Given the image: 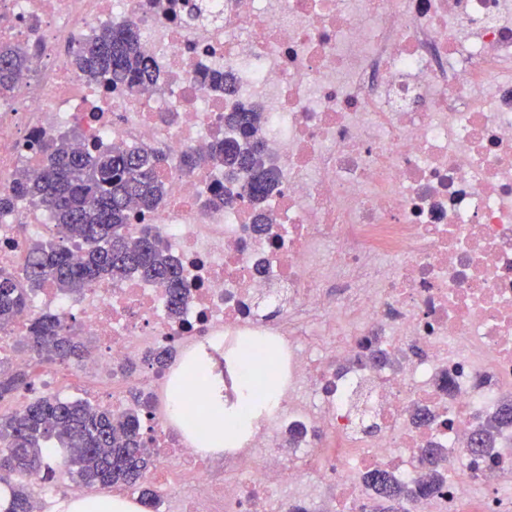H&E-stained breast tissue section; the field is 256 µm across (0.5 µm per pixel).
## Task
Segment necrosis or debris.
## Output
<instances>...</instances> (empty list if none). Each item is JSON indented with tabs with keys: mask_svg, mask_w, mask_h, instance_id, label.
<instances>
[{
	"mask_svg": "<svg viewBox=\"0 0 512 512\" xmlns=\"http://www.w3.org/2000/svg\"><path fill=\"white\" fill-rule=\"evenodd\" d=\"M129 23L154 74L138 95L87 82L65 50ZM6 42L34 55L0 91V196L63 134L83 151L161 149L164 194L130 206L129 236L157 226L190 289L175 321L153 281L77 298L44 285L0 336V371L33 377L21 397L76 387L118 414L128 388L148 396L163 512H374L365 475L414 482L426 448L444 484L407 512H512V441L492 461L469 451L512 391V0H0ZM214 71L234 93L202 84ZM242 105L263 112L279 171L263 230L249 206L212 202L238 190L206 157ZM51 224L26 199L1 210L0 270L26 267L20 227ZM46 313L92 339L90 362L22 349ZM249 342L280 348L287 381L223 459L199 455L168 400L179 359L204 354L234 404ZM164 346L178 355L162 370L128 375Z\"/></svg>",
	"mask_w": 512,
	"mask_h": 512,
	"instance_id": "necrosis-or-debris-1",
	"label": "necrosis or debris"
}]
</instances>
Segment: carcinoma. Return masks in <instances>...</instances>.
<instances>
[{"instance_id":"obj_1","label":"carcinoma","mask_w":512,"mask_h":512,"mask_svg":"<svg viewBox=\"0 0 512 512\" xmlns=\"http://www.w3.org/2000/svg\"><path fill=\"white\" fill-rule=\"evenodd\" d=\"M78 68L89 79L108 86L121 84L138 93L153 83L148 60L141 54L138 32L131 25L103 29L82 42L75 51ZM26 49L0 45V87L10 88L27 68ZM227 126L238 136L259 145L253 154L243 153L238 143L222 138L213 143L209 160L240 182V197L260 206L277 188L275 168L262 161L261 113L240 108L229 113ZM46 164L34 180L20 178L9 196L0 197V209L14 199H28L46 207L57 232L44 242L29 246V262L22 277L0 271V334H7L30 295L46 281L63 293H81L107 278L138 276L161 284L170 314H180L189 288L177 262L167 253L160 237L147 227L135 243L127 236L129 203L154 209L163 193L157 174L162 157L114 149L92 153L72 150L61 136L43 147ZM79 240L85 247L81 263L72 261L69 244ZM27 347L49 361L82 360L85 345L72 328L56 315H43L29 328ZM26 385L22 371L0 374V401ZM512 427V395L500 400L485 424L473 435L479 448L473 454L493 457L497 436ZM54 453L73 467L77 481L86 485L139 486L152 459L143 449L141 416L131 410L119 417L112 411L82 401L44 397L23 409L0 414V483L11 490L4 512H32L31 488L18 477L41 468ZM375 491L379 512H400L413 498H427L443 486L441 473L424 472L406 484L389 471L376 469L366 475Z\"/></svg>"}]
</instances>
